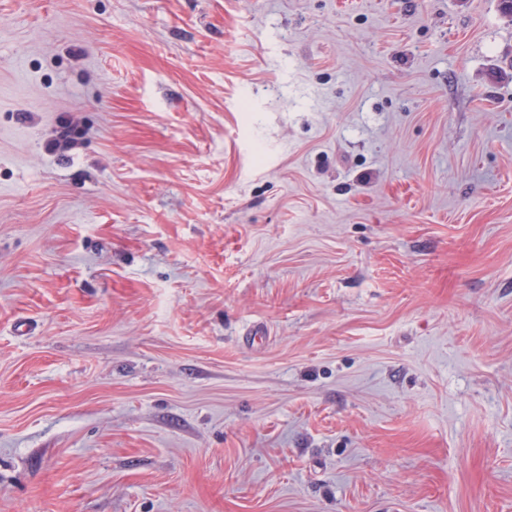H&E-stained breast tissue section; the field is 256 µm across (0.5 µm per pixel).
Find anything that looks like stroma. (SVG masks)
I'll list each match as a JSON object with an SVG mask.
<instances>
[{
    "mask_svg": "<svg viewBox=\"0 0 512 512\" xmlns=\"http://www.w3.org/2000/svg\"><path fill=\"white\" fill-rule=\"evenodd\" d=\"M0 512H512L500 0H0Z\"/></svg>",
    "mask_w": 512,
    "mask_h": 512,
    "instance_id": "35a3bbf8",
    "label": "stroma"
}]
</instances>
